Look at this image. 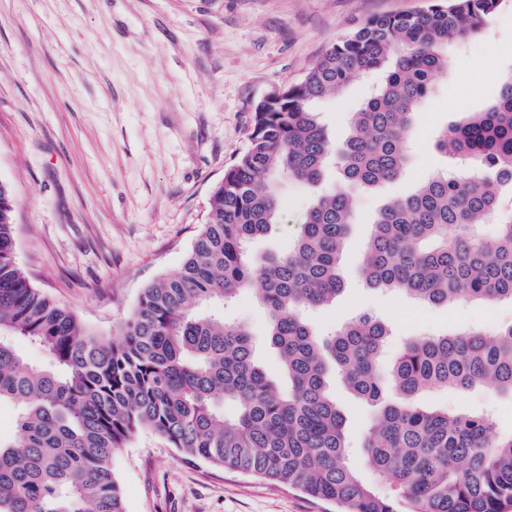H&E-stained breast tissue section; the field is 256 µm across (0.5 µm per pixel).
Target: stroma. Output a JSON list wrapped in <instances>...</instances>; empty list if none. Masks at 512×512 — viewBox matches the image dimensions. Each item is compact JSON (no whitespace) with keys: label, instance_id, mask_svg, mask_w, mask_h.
Wrapping results in <instances>:
<instances>
[{"label":"stroma","instance_id":"1","mask_svg":"<svg viewBox=\"0 0 512 512\" xmlns=\"http://www.w3.org/2000/svg\"><path fill=\"white\" fill-rule=\"evenodd\" d=\"M425 0H0V182L15 196L16 259L33 284L86 324L117 336L142 288L178 272L213 188L249 144L258 102L302 79L369 17L412 12ZM446 74L420 105L411 162L399 182L354 188L357 213L343 245L345 289L315 311L321 332L369 312L387 321L394 358L404 337L512 323V302L431 307L369 288L359 270L371 222L426 174L453 167L434 138L462 113L491 104L512 73V10L449 45ZM355 78L316 108L335 141L381 82ZM285 223L250 246L254 258L288 251L311 203L284 181ZM329 383L356 450L373 414L338 375ZM424 405L494 413L512 428V399L481 388L427 395ZM125 512H335L333 504L190 459L143 430L114 458Z\"/></svg>","mask_w":512,"mask_h":512}]
</instances>
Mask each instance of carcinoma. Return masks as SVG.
<instances>
[{"label":"carcinoma","instance_id":"carcinoma-1","mask_svg":"<svg viewBox=\"0 0 512 512\" xmlns=\"http://www.w3.org/2000/svg\"><path fill=\"white\" fill-rule=\"evenodd\" d=\"M512 0H428L411 14L374 16L331 47L281 94L259 102L249 145L211 194L180 270L143 289L122 342L87 327L35 288L15 257L10 187L0 185V403L20 405L0 436V512H125L114 454L149 429L182 454L335 504L340 512H506L512 508V432L487 413L431 409L437 389L489 385L512 398V324L408 337L387 367V323L362 313L322 335L305 313L342 291L341 246L352 224L350 183H395L408 135L445 48L480 34ZM382 83L353 112L338 146L315 102L358 74ZM435 148L463 166L420 181L373 220L361 273L372 288L422 303L512 300V73L495 101L442 129ZM341 181L300 216L291 249L266 259L258 301L279 377L256 357L243 323L208 315L253 285L252 240L283 222V179ZM492 217L497 232L478 234ZM42 346L26 362L13 339ZM337 371L374 408L362 448L383 494L348 462L345 418L329 389ZM232 407L226 414L225 406Z\"/></svg>","mask_w":512,"mask_h":512}]
</instances>
